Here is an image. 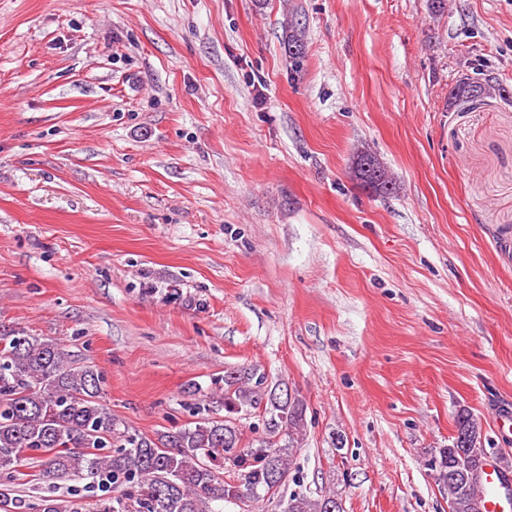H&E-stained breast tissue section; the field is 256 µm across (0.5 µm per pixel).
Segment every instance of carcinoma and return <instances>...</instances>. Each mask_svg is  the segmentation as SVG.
Here are the masks:
<instances>
[{
	"mask_svg": "<svg viewBox=\"0 0 512 512\" xmlns=\"http://www.w3.org/2000/svg\"><path fill=\"white\" fill-rule=\"evenodd\" d=\"M285 44L293 59L304 54V30L285 27ZM473 86L466 76L448 97V108L468 101ZM103 375L78 362L59 340L0 330V473L20 475L22 462L44 456V475L90 481L104 496L84 512H223L226 502L266 497L277 474L288 476L293 449L305 432L303 403L277 397L256 367L227 371L210 393L194 404V425L149 437L130 430L101 401ZM224 417L212 415L213 408ZM264 409L269 419L258 446L242 445L236 416ZM456 436L439 449L431 467L448 489L449 512L483 508L481 480L453 477L465 469L484 472L482 441L460 455L458 437L479 426L465 409L455 420ZM238 471L224 480V467ZM282 512H328L336 493L311 498L299 493L279 496ZM0 512H79L58 497L39 502L0 488Z\"/></svg>",
	"mask_w": 512,
	"mask_h": 512,
	"instance_id": "obj_1",
	"label": "carcinoma"
}]
</instances>
